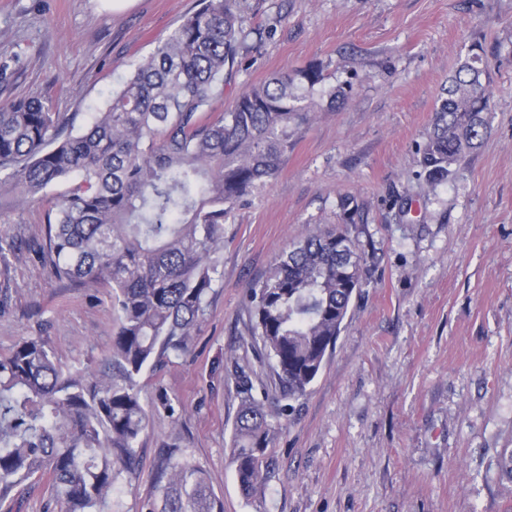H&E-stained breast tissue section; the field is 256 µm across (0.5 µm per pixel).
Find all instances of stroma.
I'll return each mask as SVG.
<instances>
[{"label":"stroma","instance_id":"35a3bbf8","mask_svg":"<svg viewBox=\"0 0 512 512\" xmlns=\"http://www.w3.org/2000/svg\"><path fill=\"white\" fill-rule=\"evenodd\" d=\"M199 0H0L9 50L0 105L41 94L83 129L134 62ZM246 25L273 29L224 82V106L315 63L326 86L273 177L232 210L217 282L190 352L145 371L156 412L139 465L104 512H146L168 449L201 467L224 512H512L496 460L512 448V0H261ZM491 79L489 127L447 180L419 175L438 99L473 43ZM60 183L0 208L14 250L0 265V353L47 338L66 368L96 374L117 316L107 289L54 276L37 251ZM354 197L353 223L339 201ZM347 229L368 273L334 350L290 415L259 356L250 291L309 231ZM279 429L264 497H243L229 445L240 379ZM165 393L175 415L157 406Z\"/></svg>","mask_w":512,"mask_h":512}]
</instances>
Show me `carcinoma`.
Wrapping results in <instances>:
<instances>
[{
  "label": "carcinoma",
  "mask_w": 512,
  "mask_h": 512,
  "mask_svg": "<svg viewBox=\"0 0 512 512\" xmlns=\"http://www.w3.org/2000/svg\"><path fill=\"white\" fill-rule=\"evenodd\" d=\"M200 8L141 60L83 130L64 134L52 101L0 106V198L20 204L76 177L49 216L46 256L60 279L111 289L118 330L102 371L64 370L31 336L0 355V512L15 490L48 479L64 512H103L117 475L138 464L151 410L139 378L189 351L222 277L224 223L234 205L281 168L293 129L345 92L323 89L320 66L284 73L220 109L224 76L242 66L255 0H199ZM485 51L473 45L440 97L420 175L429 184L487 133ZM365 253L346 231L308 232L251 292L253 335L282 396L307 394L364 285ZM276 425L246 398L231 438L242 493L264 494ZM158 512H224L205 472L170 452Z\"/></svg>",
  "instance_id": "cac0c4a2"
}]
</instances>
